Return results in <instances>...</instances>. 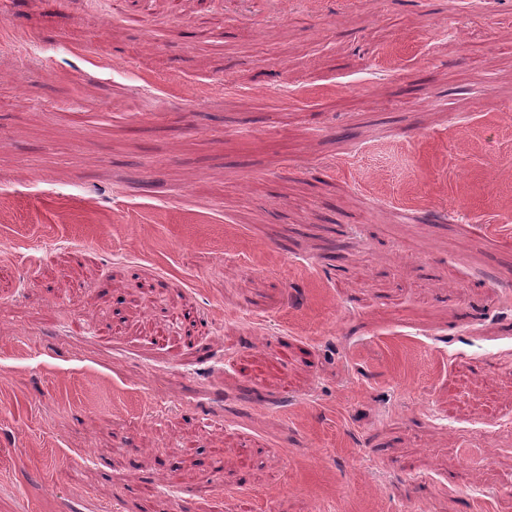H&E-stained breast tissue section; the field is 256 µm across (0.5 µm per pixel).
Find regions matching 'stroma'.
I'll use <instances>...</instances> for the list:
<instances>
[{
	"mask_svg": "<svg viewBox=\"0 0 512 512\" xmlns=\"http://www.w3.org/2000/svg\"><path fill=\"white\" fill-rule=\"evenodd\" d=\"M175 501L512 512V0H0V512Z\"/></svg>",
	"mask_w": 512,
	"mask_h": 512,
	"instance_id": "obj_1",
	"label": "stroma"
}]
</instances>
